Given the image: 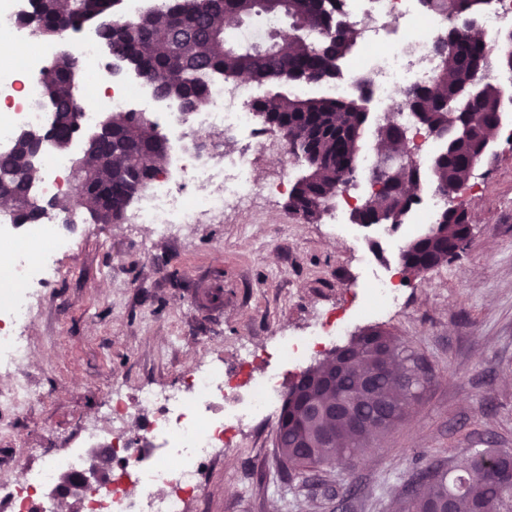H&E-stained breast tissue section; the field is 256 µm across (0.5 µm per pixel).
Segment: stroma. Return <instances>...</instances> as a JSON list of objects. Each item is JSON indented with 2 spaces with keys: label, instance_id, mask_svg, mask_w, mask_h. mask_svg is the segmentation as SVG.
<instances>
[{
  "label": "stroma",
  "instance_id": "obj_1",
  "mask_svg": "<svg viewBox=\"0 0 512 512\" xmlns=\"http://www.w3.org/2000/svg\"><path fill=\"white\" fill-rule=\"evenodd\" d=\"M259 184L297 181L280 148L256 153ZM461 198L472 218L458 255L405 279L401 308L356 320L352 331H391L426 362L430 381L409 416L375 439L352 469L282 480L277 423L241 431L203 474L188 512H400L406 480L422 459L451 465L477 448L512 449V139L475 170ZM284 195L196 224L181 241L146 224L71 229L44 309L27 328L37 398L0 422V485L25 480L34 448L63 454L81 425L104 416L113 382L128 394L173 385L204 359L233 365L249 338L264 367L273 338L302 334L329 309H351L362 280L357 249L330 236L329 214L306 222Z\"/></svg>",
  "mask_w": 512,
  "mask_h": 512
}]
</instances>
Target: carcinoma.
<instances>
[{"mask_svg":"<svg viewBox=\"0 0 512 512\" xmlns=\"http://www.w3.org/2000/svg\"><path fill=\"white\" fill-rule=\"evenodd\" d=\"M120 0H69L63 10L57 0H34L28 18L21 24L43 37L76 31L81 24L104 19ZM263 0H163L133 22L112 23L104 29V40L112 47V57L141 72L146 79H160L165 96L182 100L194 110L207 95L211 77L234 78L248 74L279 90L251 108L268 123L272 116L288 127V152L302 156L308 170L288 196V209L304 220H316L322 212L313 210L316 200L327 201L336 188L355 184L362 157V140L370 123L369 112L358 99L332 96L300 97L290 86L315 78L332 79L339 63L358 43V33L336 18L331 4L336 0H286L278 10L261 6ZM428 8L448 18V34L464 30L459 21L469 17L484 0H457L454 11H445L443 0H426ZM288 16L295 38L281 41L272 36L261 48H247L232 40L224 17L246 19L251 16ZM331 28L336 37L313 47L307 36L314 30ZM436 76L437 87H411L406 104L411 111L425 115L430 128L447 136V143L433 157L436 187L459 191L472 177L471 159L489 142L498 139L499 128L491 104L500 86L490 78L477 83L480 74L507 67L488 54L484 44L472 37L463 42L457 54L441 56ZM82 60L67 54L54 61L44 72L47 95L55 105L56 120L45 133L60 145L68 144L77 128V104L74 77ZM112 136L98 141L90 150L88 163L78 162L77 171L91 179L100 192L110 198L102 211L92 200L87 208L96 224H118L127 207L162 170L166 148L149 124L132 113L111 120ZM375 143H384L398 153L405 149L404 132L395 125L374 128ZM13 176L11 186L17 194L15 209L24 224L39 223L42 205L29 193L31 181L27 152L13 148L0 154V175ZM414 197L385 192L378 204L359 213L356 224L402 223ZM464 202L447 207L440 216L435 237L424 230L409 239L401 253L410 266L440 265L457 255L470 237L465 226ZM349 372L346 384L355 391L347 400L344 418L352 414H384L383 424L357 432L338 447H326L322 433L329 427L344 432V418L328 420L318 405L330 401L319 394L308 397L304 390L321 366L315 365L300 375V383L291 385L279 416L274 437L275 455L280 473L288 477L305 468H347L379 437L404 419L410 405L417 401L430 381L429 370L419 355L399 337L379 328H368L346 344ZM382 363L399 366L393 382L376 378L371 389L357 391L363 380L375 374ZM512 468V451L507 448L476 449L455 466L457 475L448 479L450 470L427 463L413 471V488L403 501V512H512V490L501 489L486 480L485 464L490 460Z\"/></svg>","mask_w":512,"mask_h":512,"instance_id":"carcinoma-1","label":"carcinoma"}]
</instances>
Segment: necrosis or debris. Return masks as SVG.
I'll return each mask as SVG.
<instances>
[{"mask_svg":"<svg viewBox=\"0 0 512 512\" xmlns=\"http://www.w3.org/2000/svg\"><path fill=\"white\" fill-rule=\"evenodd\" d=\"M22 0H0V41L16 45L13 57L0 59V102L11 110L0 122V153L10 150L19 131L41 130L49 122L43 106L44 70L68 50L84 60L85 95L78 100L80 129L99 127L110 114L135 112L154 125L165 127L166 163L163 172L139 194L131 221L148 224L162 237L178 239L193 224H219L224 213L251 204L260 193L283 194L286 182L257 185L251 178L257 140L275 134L257 128L250 108L251 86L209 82L205 101L191 114L193 123L219 134L242 135L233 152L212 146L201 153L186 144L187 133L177 112L155 100L147 82L115 78L102 56L99 39L86 34L76 47L65 37L47 40L17 23ZM343 19L359 28L360 50L346 58L344 76L333 79L329 92L342 99L356 96L358 82L368 87L367 107L375 124L402 127L412 149V161L423 178V187L400 227H380L390 243L409 237L416 226L435 223L448 199L434 185L429 143L435 137L420 127L410 110L401 104L402 92L430 84L440 66L434 43L448 29L445 16L431 13L423 0H341ZM43 176L38 182L42 198L53 200L69 190L70 154L48 149L40 161ZM76 216L60 221L46 213L41 223H19L15 214L0 212V371L12 380L0 388V409L22 406L30 398L27 383L28 324L41 307V288L50 285L58 271L56 257L69 247L67 229ZM360 317H370L398 306L400 288L389 272L370 270L362 284ZM344 318L314 321L307 335L280 334L276 338L274 367L250 371L256 357L251 341H243L237 353V374L231 383L223 361L197 364L183 372L178 386L146 388L127 396L121 383L112 386L105 424L84 428L82 447L64 455L41 453L40 463L30 469L27 482L5 490L11 512H56L53 500L43 493L64 476L83 471L88 463L84 447L113 453L111 491L83 492L82 512H185L196 495L202 468L229 443L234 427L269 417L283 393L282 370L302 365L308 354L332 337L343 335ZM150 416L142 433L129 434L133 410ZM136 493H129V486Z\"/></svg>","mask_w":512,"mask_h":512,"instance_id":"necrosis-or-debris-1","label":"necrosis or debris"}]
</instances>
